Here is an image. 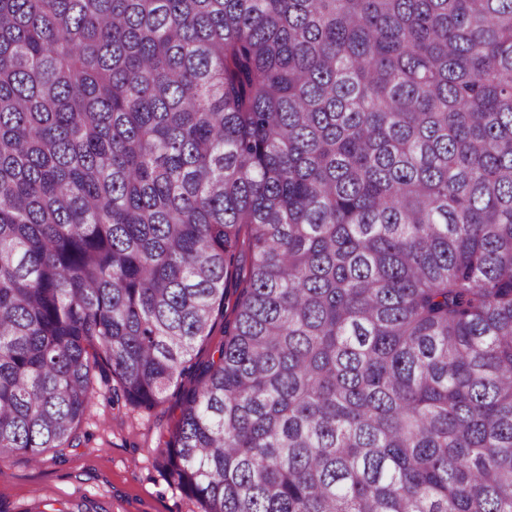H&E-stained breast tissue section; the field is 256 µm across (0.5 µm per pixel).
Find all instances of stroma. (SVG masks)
<instances>
[{
  "mask_svg": "<svg viewBox=\"0 0 512 512\" xmlns=\"http://www.w3.org/2000/svg\"><path fill=\"white\" fill-rule=\"evenodd\" d=\"M96 390L79 445L63 461L20 460L0 470V512H74L84 499L98 512H200L168 484L157 453L161 432L179 414V387L150 412L112 403L104 384Z\"/></svg>",
  "mask_w": 512,
  "mask_h": 512,
  "instance_id": "obj_1",
  "label": "stroma"
}]
</instances>
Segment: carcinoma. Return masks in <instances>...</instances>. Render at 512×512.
<instances>
[{
    "label": "carcinoma",
    "instance_id": "obj_1",
    "mask_svg": "<svg viewBox=\"0 0 512 512\" xmlns=\"http://www.w3.org/2000/svg\"><path fill=\"white\" fill-rule=\"evenodd\" d=\"M103 368L202 512H512V0H0V469Z\"/></svg>",
    "mask_w": 512,
    "mask_h": 512
}]
</instances>
